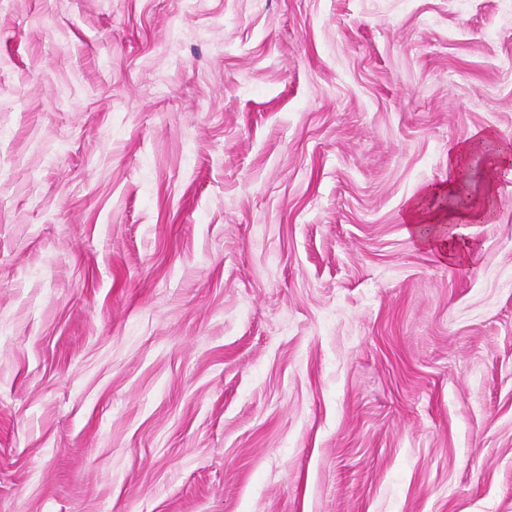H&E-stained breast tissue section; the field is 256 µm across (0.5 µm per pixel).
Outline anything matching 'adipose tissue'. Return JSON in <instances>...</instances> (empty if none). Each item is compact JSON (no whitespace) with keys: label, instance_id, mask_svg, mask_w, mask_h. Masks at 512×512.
I'll use <instances>...</instances> for the list:
<instances>
[{"label":"adipose tissue","instance_id":"1","mask_svg":"<svg viewBox=\"0 0 512 512\" xmlns=\"http://www.w3.org/2000/svg\"><path fill=\"white\" fill-rule=\"evenodd\" d=\"M504 175H512V145L495 133H476L455 144L448 151L447 181L423 187L406 202L407 237L439 257L466 262L469 253L461 241L470 225L492 218L496 184ZM462 193L474 197L472 207L454 206V198Z\"/></svg>","mask_w":512,"mask_h":512}]
</instances>
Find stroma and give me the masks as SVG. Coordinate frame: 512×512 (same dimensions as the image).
Returning a JSON list of instances; mask_svg holds the SVG:
<instances>
[{"label": "stroma", "mask_w": 512, "mask_h": 512, "mask_svg": "<svg viewBox=\"0 0 512 512\" xmlns=\"http://www.w3.org/2000/svg\"><path fill=\"white\" fill-rule=\"evenodd\" d=\"M512 0H0V512H512ZM487 145L494 150L481 161V150ZM476 159L481 161L478 173L474 171ZM467 173L471 177L465 179ZM503 175H512V148L494 132L476 133L455 144L448 150V181L427 185L406 202L403 222L407 237L452 263H465L469 253L460 243L471 224L493 217L496 184ZM462 191L476 196L472 207L453 206L452 201ZM433 199L447 200L448 208H435Z\"/></svg>", "instance_id": "1"}]
</instances>
